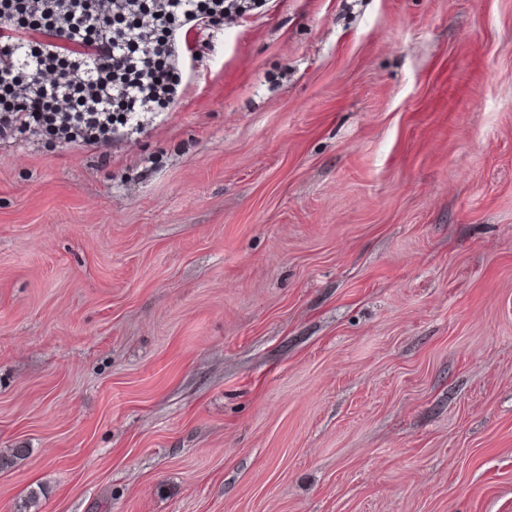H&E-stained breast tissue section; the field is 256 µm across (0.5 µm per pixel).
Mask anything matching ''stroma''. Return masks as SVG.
I'll return each instance as SVG.
<instances>
[{
    "label": "stroma",
    "mask_w": 512,
    "mask_h": 512,
    "mask_svg": "<svg viewBox=\"0 0 512 512\" xmlns=\"http://www.w3.org/2000/svg\"><path fill=\"white\" fill-rule=\"evenodd\" d=\"M110 150L0 139V512H512V0H266Z\"/></svg>",
    "instance_id": "35a3bbf8"
}]
</instances>
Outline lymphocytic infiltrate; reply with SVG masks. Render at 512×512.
<instances>
[{
	"label": "lymphocytic infiltrate",
	"instance_id": "1",
	"mask_svg": "<svg viewBox=\"0 0 512 512\" xmlns=\"http://www.w3.org/2000/svg\"><path fill=\"white\" fill-rule=\"evenodd\" d=\"M261 0H0V138L102 147L181 97L183 33ZM24 45L17 70L9 47Z\"/></svg>",
	"mask_w": 512,
	"mask_h": 512
}]
</instances>
